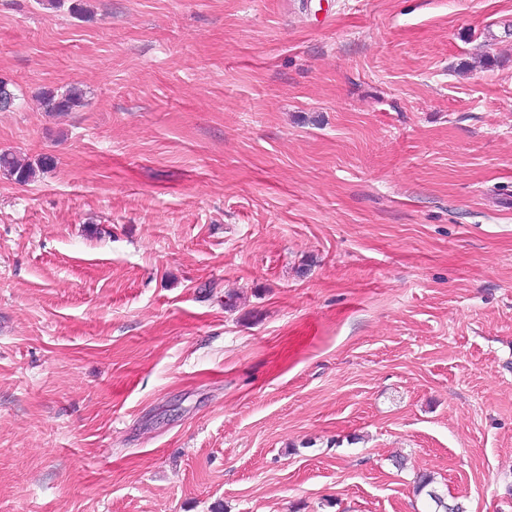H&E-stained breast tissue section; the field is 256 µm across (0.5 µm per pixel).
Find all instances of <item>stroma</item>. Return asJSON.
<instances>
[{
  "label": "stroma",
  "instance_id": "35a3bbf8",
  "mask_svg": "<svg viewBox=\"0 0 512 512\" xmlns=\"http://www.w3.org/2000/svg\"><path fill=\"white\" fill-rule=\"evenodd\" d=\"M73 2L0 0V512H512V0ZM83 91L71 86L63 91L46 90L41 95V105L45 112L49 113H66L73 112L83 104ZM51 155H42L33 161L21 160L9 150L0 151V171L20 184L34 181L40 173L54 166ZM433 483V478L430 475H420L415 487L416 493L417 495L424 494L427 497L429 507L434 509V511L430 512H447L448 503L438 490L432 486Z\"/></svg>",
  "mask_w": 512,
  "mask_h": 512
}]
</instances>
